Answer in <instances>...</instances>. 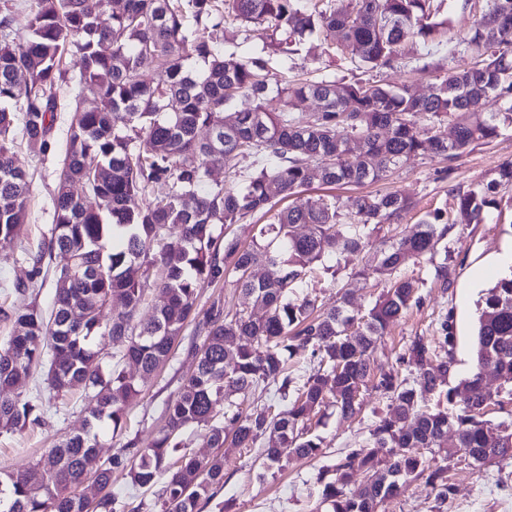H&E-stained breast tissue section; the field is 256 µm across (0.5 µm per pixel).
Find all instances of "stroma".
I'll return each mask as SVG.
<instances>
[{
  "instance_id": "35a3bbf8",
  "label": "stroma",
  "mask_w": 512,
  "mask_h": 512,
  "mask_svg": "<svg viewBox=\"0 0 512 512\" xmlns=\"http://www.w3.org/2000/svg\"><path fill=\"white\" fill-rule=\"evenodd\" d=\"M67 81L59 93V107L54 120L55 150L48 154L30 151L18 142L17 163L27 171L30 183L28 220L23 224L12 247L0 249V305L12 304L14 295L6 285L28 279L31 266L26 250L36 248L49 236L54 216V194L58 182L59 160L68 141L72 121L71 82L79 74L76 60L66 62ZM354 82L381 81L391 85L413 83L419 90L431 87L429 72L422 70L417 52L404 48L393 67L382 70L363 68L349 55L326 52L318 39H310L299 54L287 64L289 78H311L315 73ZM512 160V126L502 127L498 137L485 144L471 146L458 160L449 162L428 153L411 158L392 169L385 180L363 186L333 188L341 203L350 204L358 195L396 190L414 204L402 223L382 226L372 235L373 243L389 241L438 208L454 210L457 191L495 178L498 166ZM500 205L489 210L481 223L452 224L436 249L420 265L408 266V273L421 278L420 305L411 307L392 324L375 346V366L390 368L418 336L433 340L441 321H449L457 338L455 365L451 381L466 377L474 364L473 339L477 302L486 289L502 277L493 258L512 244V187L500 189ZM360 257L341 256L332 270L319 272L307 291L320 305L329 307L341 295H348L351 308L366 315L375 301L390 286L389 274H377L362 280L357 272ZM448 269L447 283L435 277L436 267ZM194 326H186L176 340L169 360L161 370L145 379L139 396L128 408L126 429L115 432L103 425L97 431L96 448L101 461L125 453L128 443L146 447L164 424L163 411L174 398L182 381L196 367L189 347ZM361 414L346 419L329 406L317 416L313 434L324 440V450L314 458H294L283 469H266L261 447L224 448V484L214 497L201 503L199 512H324L317 491L320 472L333 468L349 453L359 451L375 424L387 412L388 402L373 389H365ZM88 401L82 390H75L66 408L49 409L45 422L21 430L0 433V469L23 470L35 463L62 437L82 432L84 409ZM431 464H447L453 492L445 505H438L434 492L423 483L403 488L400 496L383 500L377 512H512V459L477 468L455 459L444 461L441 453L429 455Z\"/></svg>"
}]
</instances>
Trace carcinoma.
<instances>
[{
	"instance_id": "carcinoma-1",
	"label": "carcinoma",
	"mask_w": 512,
	"mask_h": 512,
	"mask_svg": "<svg viewBox=\"0 0 512 512\" xmlns=\"http://www.w3.org/2000/svg\"><path fill=\"white\" fill-rule=\"evenodd\" d=\"M115 2L103 19L88 0H31L27 35L18 44L8 40L12 12L0 7L1 249L14 243L28 215L29 181L16 165L15 129L22 125L27 147L49 152L66 58L76 55L81 64L54 224L47 246L30 256L33 277L56 252L69 256L71 266L55 268L50 317L32 304L0 306V319L11 323L0 345V431L42 424L41 398L5 393L45 361L49 398L63 401L80 387L91 403L83 432L65 437L22 472H0V512H125L112 493V472L119 468L146 491L163 482L156 498L140 501L136 512H198L200 501L224 484V455L184 454L180 465L172 464L190 426L205 430L212 448L228 439L237 448L262 443L269 469L290 456L322 454L323 441L307 437V422L330 403L346 418L361 410L375 343L420 302L418 281L397 277L361 318L344 297L321 310L307 295L289 299L288 290L305 287L313 264L336 255H363L356 272L363 279L398 273L408 261L424 260L448 225L437 211L410 234L375 249L370 226L400 223L412 202L396 191L361 195L343 214L335 198L308 194L311 185L377 182L425 153L451 162L512 125V0H492L458 33L471 65L423 63L433 74L434 92L427 97L408 83L326 77L290 83L271 63L288 62L317 33L361 65L387 68L407 43L426 46L445 36L434 0ZM230 21L263 28L261 50L225 51ZM147 62L158 73L155 81L143 77ZM491 94L504 111H484ZM242 97L252 106L234 109ZM306 98L320 107L301 120L294 110ZM274 99L280 108H269ZM444 120L455 128L451 143L431 134ZM218 152L231 180L210 185L209 165ZM78 185L96 206L85 204ZM503 186H512V161L501 164L491 182L458 192L460 218L480 222L498 206ZM257 215L269 220L261 242L245 248L226 232ZM299 226L308 232L297 233ZM259 265L266 274L255 278L249 270ZM227 282L262 315L211 305L197 323L203 339L194 347L196 368L167 403L164 425L147 447L96 469L103 495L85 500L76 488L94 460L95 429L105 421L114 432L123 429L139 381L169 359L176 338L195 319L200 289ZM150 290L161 300L150 318L139 320ZM115 296L123 308L104 322ZM122 338L124 350L105 352L106 343ZM438 343L442 356L418 336L400 357L415 377L379 374L373 388L387 398V413L364 443L366 453L317 478L329 512H376L379 501L397 497L409 481L423 482L445 502L453 491L448 468L431 466L422 448L478 466L512 459V427L484 419L490 403H512V387L492 392L483 381L490 368L512 382V276L485 293L470 375L422 410L418 402L438 391L453 367L455 336L446 321ZM296 347L311 349L316 362L305 376L288 371ZM125 359L139 367V376L122 367ZM272 386L275 403L249 413L235 405L234 396ZM380 448L387 454L378 455ZM359 472L366 483L351 495L347 488Z\"/></svg>"
}]
</instances>
